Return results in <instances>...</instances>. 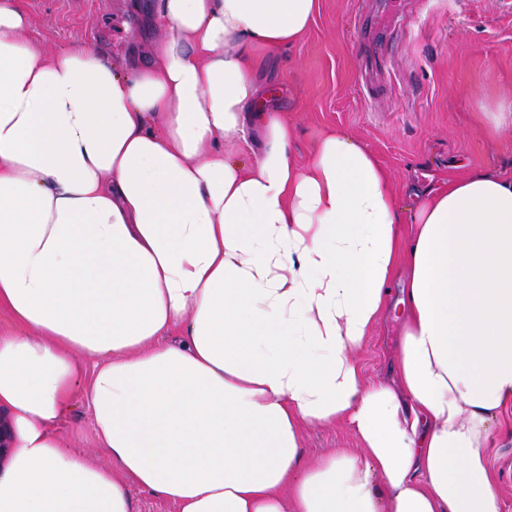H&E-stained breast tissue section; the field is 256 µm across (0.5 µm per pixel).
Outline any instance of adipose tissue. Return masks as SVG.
I'll return each mask as SVG.
<instances>
[{
    "instance_id": "adipose-tissue-1",
    "label": "adipose tissue",
    "mask_w": 512,
    "mask_h": 512,
    "mask_svg": "<svg viewBox=\"0 0 512 512\" xmlns=\"http://www.w3.org/2000/svg\"><path fill=\"white\" fill-rule=\"evenodd\" d=\"M317 0H150L149 64L43 57L0 0V512H501L485 449L512 405V176L428 191L408 233L348 136L305 165L256 54ZM265 145L251 166L224 152ZM399 387L355 359L398 266ZM180 332L176 345L164 336ZM97 445L58 422L84 359ZM360 446L302 461L305 429ZM129 492L133 501L135 512H175L176 508L165 501H162L146 490L136 486H130Z\"/></svg>"
}]
</instances>
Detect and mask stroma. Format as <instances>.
Listing matches in <instances>:
<instances>
[{"instance_id":"35a3bbf8","label":"stroma","mask_w":512,"mask_h":512,"mask_svg":"<svg viewBox=\"0 0 512 512\" xmlns=\"http://www.w3.org/2000/svg\"><path fill=\"white\" fill-rule=\"evenodd\" d=\"M388 0H318L305 33L266 53L256 82L267 110L287 123L297 163L338 131L365 146L389 173L402 217L426 191L474 173L512 175V123L496 124L512 99V0H410L395 15ZM22 35L50 57L95 45L122 66L151 59L155 34L141 0H16ZM403 312L389 309L357 353L365 381L395 382L390 366ZM58 426L70 450L106 462L96 447L83 384ZM345 426L309 429L306 459L357 447ZM502 512H512V408L498 416L486 450Z\"/></svg>"}]
</instances>
